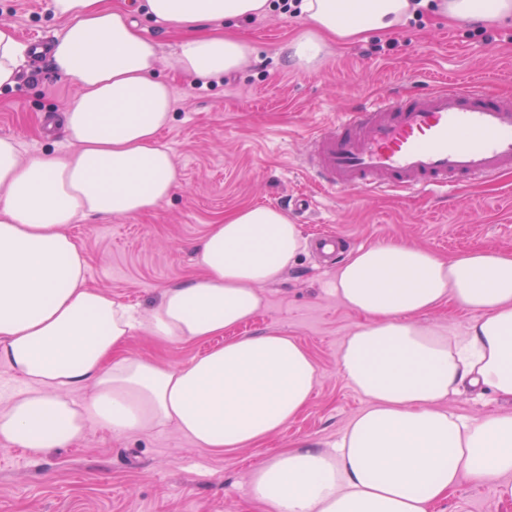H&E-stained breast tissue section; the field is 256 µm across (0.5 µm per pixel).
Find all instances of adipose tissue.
<instances>
[{
  "label": "adipose tissue",
  "instance_id": "1",
  "mask_svg": "<svg viewBox=\"0 0 512 512\" xmlns=\"http://www.w3.org/2000/svg\"><path fill=\"white\" fill-rule=\"evenodd\" d=\"M450 19L512 18V0H433ZM64 28L50 62L79 92L64 114L66 153L25 156L0 136V365L24 388L0 408V440L39 455L79 440L88 424L116 434L175 426L201 448H255L287 427L319 381L310 354L278 332L234 335L258 312L305 240L287 213L245 206L210 225L197 248L201 278L160 293L148 321L86 284L70 224L135 216L180 186L158 137L172 119L159 46L137 16L181 37L172 60L207 82L252 54L225 24L261 17L270 0H52ZM414 0H301L310 25L285 58L311 66L327 41L354 42L413 18ZM26 48L0 20V89L14 87ZM334 291L367 317L347 336L342 376L365 408L333 444L304 440L249 475L267 512H430L462 478L512 474V413L465 419L443 404L465 385L512 399V252L476 248L451 259L397 242L359 248ZM475 312L464 333L422 324L447 300ZM163 341L224 344L177 366L125 354L138 330ZM88 389L83 402L75 390Z\"/></svg>",
  "mask_w": 512,
  "mask_h": 512
}]
</instances>
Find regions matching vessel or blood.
Returning <instances> with one entry per match:
<instances>
[{
	"label": "vessel or blood",
	"instance_id": "vessel-or-blood-1",
	"mask_svg": "<svg viewBox=\"0 0 512 512\" xmlns=\"http://www.w3.org/2000/svg\"><path fill=\"white\" fill-rule=\"evenodd\" d=\"M302 167L330 190L444 195L512 172V97L478 83L400 91L338 113Z\"/></svg>",
	"mask_w": 512,
	"mask_h": 512
}]
</instances>
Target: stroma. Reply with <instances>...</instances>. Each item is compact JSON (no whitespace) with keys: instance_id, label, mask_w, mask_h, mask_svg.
Listing matches in <instances>:
<instances>
[{"instance_id":"obj_1","label":"stroma","mask_w":512,"mask_h":512,"mask_svg":"<svg viewBox=\"0 0 512 512\" xmlns=\"http://www.w3.org/2000/svg\"><path fill=\"white\" fill-rule=\"evenodd\" d=\"M0 19L24 43L62 30L51 0H0ZM140 23L160 46L158 73L173 92L172 120L160 141L174 157L180 187L151 212L71 225L88 287L148 314L162 289L200 275L195 250L210 225L248 205L287 210L296 196L311 200L307 213L289 215L303 237L334 231L352 252L388 241L448 259L480 247L512 252V173L435 199L329 191L297 164L310 134L337 112L397 89L417 92L452 80L512 96V22L474 28L427 11L390 35L330 45L319 62L300 69L284 66L279 51L308 26L299 14L273 9L234 27L253 49L250 65L207 85L172 68L177 34L146 16ZM77 91L49 60L22 66L17 85L0 90V136L16 137L27 155L68 151L63 129L45 133L42 118L62 115ZM335 276V266L304 249L263 287L261 309L237 329L291 336L319 373L303 412L264 446L214 453L171 425L118 435L92 424L73 445L38 457L0 441V512H264L248 498L250 471L301 440L335 441L366 405L338 364L346 336L365 318L332 293ZM205 349L160 343L142 330L126 352L176 366ZM444 407L472 419L511 412L512 401L465 387ZM431 512H512V476L502 483L462 479Z\"/></svg>"}]
</instances>
